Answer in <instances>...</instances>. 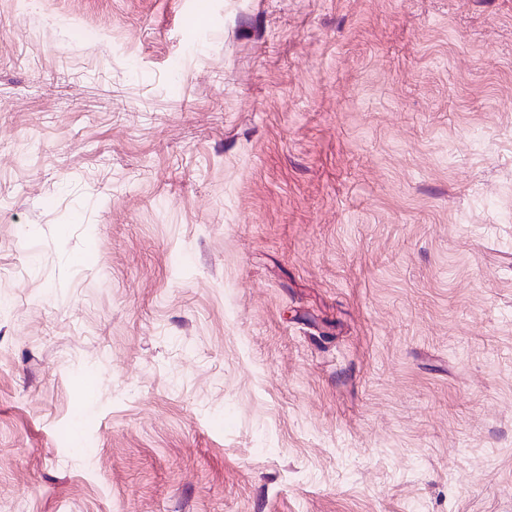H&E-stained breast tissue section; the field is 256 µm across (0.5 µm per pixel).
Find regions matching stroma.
<instances>
[{
  "mask_svg": "<svg viewBox=\"0 0 512 512\" xmlns=\"http://www.w3.org/2000/svg\"><path fill=\"white\" fill-rule=\"evenodd\" d=\"M0 512H512V0H0Z\"/></svg>",
  "mask_w": 512,
  "mask_h": 512,
  "instance_id": "1",
  "label": "stroma"
}]
</instances>
